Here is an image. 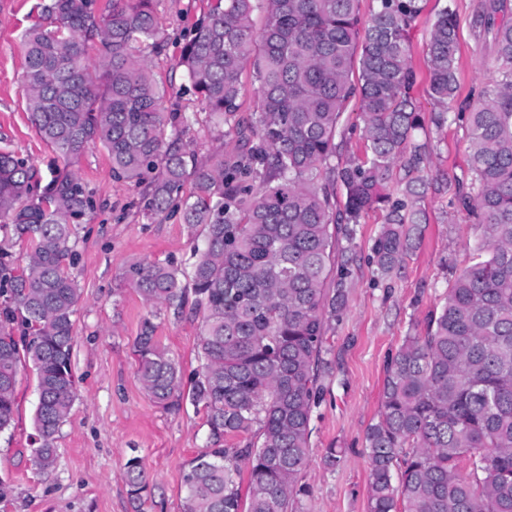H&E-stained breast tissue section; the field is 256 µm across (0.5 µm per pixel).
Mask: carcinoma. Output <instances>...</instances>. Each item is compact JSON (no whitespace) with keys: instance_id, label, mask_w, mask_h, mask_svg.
Here are the masks:
<instances>
[{"instance_id":"cac0c4a2","label":"carcinoma","mask_w":512,"mask_h":512,"mask_svg":"<svg viewBox=\"0 0 512 512\" xmlns=\"http://www.w3.org/2000/svg\"><path fill=\"white\" fill-rule=\"evenodd\" d=\"M95 2L50 0L53 28L35 25L22 41L27 109L64 167L44 183L37 168L0 151V221L28 243L22 267L0 254L9 302L0 313V432L12 425L28 364L39 391L32 460L43 474L54 469L76 390L71 224L93 209L68 166L100 144L115 180L145 186L147 212L177 215L203 236L187 267L140 261L125 270L148 305L178 314L191 292L203 315L202 365L187 385L150 321L134 343L138 379L154 402L177 410L186 399L205 412L209 445L184 468L182 512H242L245 500L248 512H288L308 493L301 479L325 326L347 305L356 226L384 205L373 261L377 277L391 279L427 223L418 201L432 156L418 139L409 38L421 7L376 0L363 22L359 0H216L179 66L203 109L245 150L199 167L179 132L167 130L163 92L142 55L161 50L153 0ZM474 23L493 34L497 79L450 114L459 42L446 5L430 31L427 95L441 107L436 127L464 122L473 193L461 203L479 236L425 331L405 337L387 362L380 415L366 431L368 512H512V18L490 4ZM249 60L260 104L244 121L240 75ZM354 98L363 153L339 166L336 135ZM254 428L245 444L229 443ZM124 469L130 497L144 504L139 457Z\"/></svg>"}]
</instances>
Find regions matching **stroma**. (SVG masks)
Returning <instances> with one entry per match:
<instances>
[{
	"label": "stroma",
	"instance_id": "obj_1",
	"mask_svg": "<svg viewBox=\"0 0 512 512\" xmlns=\"http://www.w3.org/2000/svg\"><path fill=\"white\" fill-rule=\"evenodd\" d=\"M48 2L0 0V150L45 173L54 167L55 155L31 123L23 98L22 39L32 25H49L44 11ZM484 2L419 0L422 11L411 30L418 72L413 95L427 120L424 136L432 149L429 185L421 201L428 222L403 275L391 281L379 280L369 261L383 210L369 211L357 226L347 307L341 319L326 325L324 393L312 412L302 473L309 493L294 500L291 512H367L365 433L380 411L387 361L405 336L423 331L452 275L466 266L468 248L479 235L459 200L456 182L466 168L465 131L458 123L441 129L430 124L438 106L426 93V62L435 15L443 5H452L459 26L453 109L491 84L498 67L495 48L491 36L473 22ZM214 3L154 0L163 49L150 57L166 110L192 117L182 139L203 166L238 150L186 90L177 65L191 26ZM73 171L93 200L92 210L72 226L76 256L70 271L81 292L73 315L77 393L56 440V467L51 474L40 473L31 461L36 376L31 369L21 370L14 421L0 433V481L7 486L0 512H181L184 465L207 445L205 415L188 402L177 411L153 403L138 380L133 344L144 319H151L161 345L179 361L184 377H192L201 364V318L189 307L176 315L145 304L124 272L138 261L187 262L200 231L176 216H148L143 188L113 179L102 146L87 149ZM333 447L343 449L344 456L332 471L323 457ZM131 455L140 458L152 485V495L142 505L131 500L123 479V464Z\"/></svg>",
	"mask_w": 512,
	"mask_h": 512
}]
</instances>
